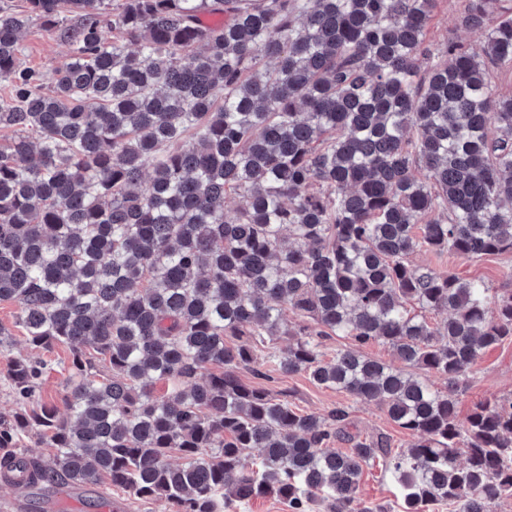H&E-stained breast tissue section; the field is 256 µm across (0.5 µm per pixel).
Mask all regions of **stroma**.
I'll return each instance as SVG.
<instances>
[{"mask_svg": "<svg viewBox=\"0 0 512 512\" xmlns=\"http://www.w3.org/2000/svg\"><path fill=\"white\" fill-rule=\"evenodd\" d=\"M465 7V0H440L431 17L426 40L433 49L444 51L449 39L463 42L470 51L481 53L485 36L482 32L466 30L458 25V17ZM24 66L51 73L60 66L68 52L67 45L54 34L34 26L21 38ZM411 264L446 270L463 278H476L485 282L493 291L512 289V255H490L470 260L457 255H437L419 251L411 255ZM239 377L245 383L263 387L275 393L286 394L288 400L303 414L322 416L333 408L344 407L349 416V432L367 440L381 442L386 448H401L412 442V435L393 423L373 403L355 400L350 395L314 384L306 374L283 375L269 372L257 377L242 369ZM512 394V340H506L485 351L470 375L467 393L457 404L458 422H466L475 403ZM400 491L381 464L366 466L356 501L357 506L375 502L391 507L398 506Z\"/></svg>", "mask_w": 512, "mask_h": 512, "instance_id": "obj_1", "label": "stroma"}]
</instances>
